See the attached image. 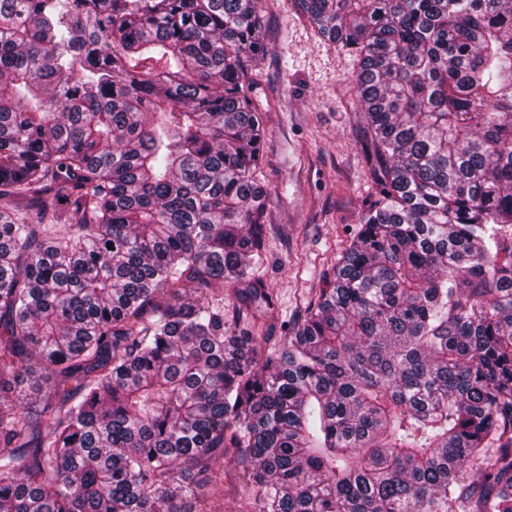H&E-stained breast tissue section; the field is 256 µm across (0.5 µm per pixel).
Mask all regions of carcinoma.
<instances>
[{"label":"carcinoma","instance_id":"1","mask_svg":"<svg viewBox=\"0 0 512 512\" xmlns=\"http://www.w3.org/2000/svg\"><path fill=\"white\" fill-rule=\"evenodd\" d=\"M372 199L272 348L261 0H0V512H512V0H297ZM245 307L237 297V289L224 285V335L232 336L242 326ZM246 488L235 472L233 462L224 458V496L211 495L208 510L215 512H237L240 498L245 494Z\"/></svg>","mask_w":512,"mask_h":512}]
</instances>
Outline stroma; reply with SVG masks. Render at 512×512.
Returning <instances> with one entry per match:
<instances>
[{
	"label": "stroma",
	"instance_id": "1",
	"mask_svg": "<svg viewBox=\"0 0 512 512\" xmlns=\"http://www.w3.org/2000/svg\"><path fill=\"white\" fill-rule=\"evenodd\" d=\"M268 51L252 69L262 112L268 234L252 277L274 301L280 335L350 244L371 185L351 90L354 56L322 38L292 0H263Z\"/></svg>",
	"mask_w": 512,
	"mask_h": 512
}]
</instances>
